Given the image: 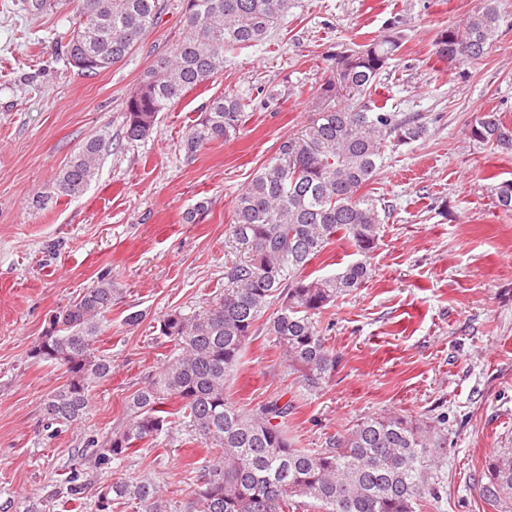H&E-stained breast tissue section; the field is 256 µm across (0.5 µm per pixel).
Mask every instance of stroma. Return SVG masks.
<instances>
[{
    "label": "stroma",
    "mask_w": 512,
    "mask_h": 512,
    "mask_svg": "<svg viewBox=\"0 0 512 512\" xmlns=\"http://www.w3.org/2000/svg\"><path fill=\"white\" fill-rule=\"evenodd\" d=\"M480 4L298 0L262 45L225 50L223 71L160 113L148 138L130 142L126 100L183 40L185 0H164L136 48L93 76L57 50L67 9L34 16L21 0H0V512H27L31 503L61 512L84 439L120 424L130 396L169 353L158 319L172 309L196 314L223 290L224 264L241 250L230 235L238 195L282 142L308 134L340 56L387 34L396 18L403 43L375 97L419 117L427 134L386 150L369 186L394 210L371 277L321 318L336 369L320 391L301 390L260 331L229 394L245 411L277 395L291 400L300 448L324 447L366 416H445L448 449L431 470L422 512H512L511 501L494 508L481 496L487 457L512 448V213L496 207L493 190L512 174V157L467 135L483 112L512 123V25L481 61L451 65L431 55L438 31ZM227 92L250 103L240 134L186 155L183 139ZM102 133L112 146L88 190L33 206L70 155ZM201 201L204 217L188 222ZM105 273L121 292L101 343L112 376L94 388L89 413L54 435L43 401L68 375L29 352L50 314ZM135 311L143 320L127 326ZM210 458L188 425L175 424L112 469L84 466L85 490L71 508L98 512L103 485L143 478L185 499L194 469Z\"/></svg>",
    "instance_id": "35a3bbf8"
}]
</instances>
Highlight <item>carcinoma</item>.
Returning <instances> with one entry per match:
<instances>
[{
	"label": "carcinoma",
	"mask_w": 512,
	"mask_h": 512,
	"mask_svg": "<svg viewBox=\"0 0 512 512\" xmlns=\"http://www.w3.org/2000/svg\"><path fill=\"white\" fill-rule=\"evenodd\" d=\"M499 0H482L463 23L440 30L432 55L450 64L477 62L493 47L504 22ZM67 5L71 26L59 38L67 63L96 75L124 60L163 12L161 0H23V9L43 13ZM295 0H186V37L169 57L144 73L126 102L125 137L140 141L158 114L190 89L224 68V50L262 44ZM402 46L398 25L363 49L340 60L337 78L321 86L326 98L343 89L353 103L317 113L306 138L281 144L265 171L238 196L230 233L247 255L224 264V292L196 315L170 310L159 319L160 335L171 344L155 373L127 404L121 424L104 438L90 436L85 455L98 468L122 460L132 449L156 441L185 419L214 462L199 470L196 489L175 500L149 480L113 482L100 491L99 512L134 504L136 512H416L426 474L447 450L443 418L401 414L358 420L346 434L329 437L315 450L297 448L288 437L290 402L273 397L248 412L232 401L228 377L264 323L283 351L288 369L303 389H318L336 368L319 318L336 300L362 287L389 217V206L363 191L381 169L385 144L421 139L419 118L401 117L372 99L373 85ZM88 58L92 65L77 66ZM246 104L226 93L213 99L199 127L184 140L190 155L215 141L240 134ZM473 141L512 156V126L501 114H480L468 127ZM106 142L88 138L70 157L51 190L38 203L76 198L99 169ZM498 206L512 212V178L494 188ZM344 239L358 258L341 271L319 278L305 274L315 257ZM119 289L98 278L49 318L31 356L59 364L69 378L44 403L48 425L68 427L91 407V392L112 376V358L97 343ZM179 404L177 412L167 406ZM482 497L490 504L512 499V448L488 456ZM84 484L72 469L69 500Z\"/></svg>",
	"instance_id": "obj_1"
}]
</instances>
